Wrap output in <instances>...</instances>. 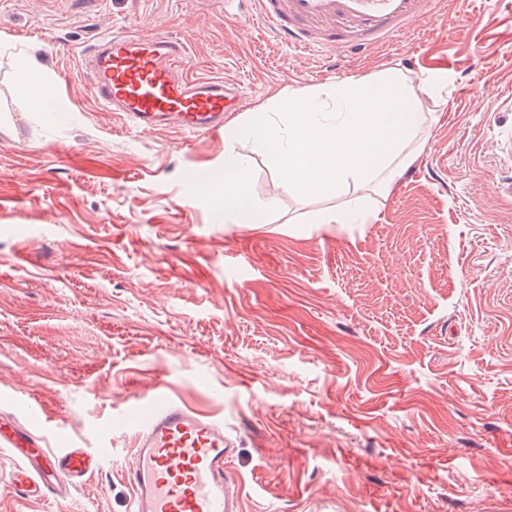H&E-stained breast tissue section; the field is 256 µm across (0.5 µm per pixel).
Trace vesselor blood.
<instances>
[{
  "instance_id": "b4317fda",
  "label": "vessel or blood",
  "mask_w": 512,
  "mask_h": 512,
  "mask_svg": "<svg viewBox=\"0 0 512 512\" xmlns=\"http://www.w3.org/2000/svg\"><path fill=\"white\" fill-rule=\"evenodd\" d=\"M260 19L297 51L344 62L382 49L431 20L438 0H254ZM183 46L168 36L115 32L88 56L95 97L142 128L173 125L217 133L239 106L238 89L220 78L183 73ZM136 440L127 470L131 512H240L224 472L238 444L212 417L160 389L140 394L124 412ZM0 447L14 458L13 484L27 498H62L100 465L86 448H48L28 423L0 415Z\"/></svg>"
}]
</instances>
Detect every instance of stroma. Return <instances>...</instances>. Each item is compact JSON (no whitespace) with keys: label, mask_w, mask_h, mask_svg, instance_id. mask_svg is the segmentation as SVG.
<instances>
[{"label":"stroma","mask_w":512,"mask_h":512,"mask_svg":"<svg viewBox=\"0 0 512 512\" xmlns=\"http://www.w3.org/2000/svg\"><path fill=\"white\" fill-rule=\"evenodd\" d=\"M115 31L182 41L185 72L240 87L243 110L212 134L102 108L85 55ZM27 57L56 111L22 95ZM389 69L434 93L386 191L304 199L239 141L265 223L189 194L246 112ZM511 103L512 0H441L340 66L222 0H0V412L101 455L34 502L0 449V512H129L134 433L104 427L156 386L237 439L242 512H512ZM362 195L367 223H316Z\"/></svg>","instance_id":"obj_1"}]
</instances>
